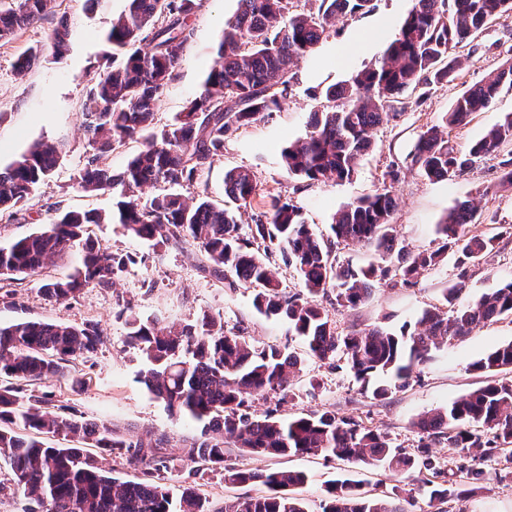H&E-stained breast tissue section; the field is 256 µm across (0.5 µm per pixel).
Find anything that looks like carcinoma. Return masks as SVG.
Segmentation results:
<instances>
[{"label": "carcinoma", "mask_w": 512, "mask_h": 512, "mask_svg": "<svg viewBox=\"0 0 512 512\" xmlns=\"http://www.w3.org/2000/svg\"><path fill=\"white\" fill-rule=\"evenodd\" d=\"M54 0H0V40L40 22ZM315 10L299 11L294 0H238L224 22L215 61L204 89L171 124L155 130L154 120L165 90L196 29L191 17L201 0H128L127 10L112 20L105 57L91 81L84 103L83 127L93 155L79 175L84 192L117 197L115 210H68L43 230L0 247V282L40 274L47 264L79 247L78 268L65 277L47 279L41 293L49 303L68 301L84 288L112 285L114 271L131 261L117 256L93 238V224H119L126 234L155 246L191 242L206 264L224 275L228 286H255L256 308L288 322L306 344L308 355L331 367L344 361L364 389L378 400L404 387L432 353L471 335L477 328L512 316V281L465 305L453 302L473 268L493 253L499 237L468 235L475 222L474 201H459L437 225L442 245L410 251L399 241L391 215L396 206L393 185L400 170L386 173L389 183L340 210L332 236L315 234L290 200L258 193L252 170L234 167L224 173V196L232 206H217L202 194L180 188L196 183L224 155V141L274 112L288 98L298 61L310 55L336 20L368 12L373 0H314ZM512 12V0H415L398 37L369 67L348 81L326 89L337 102L313 112L312 131L288 143L280 153L288 175L304 181L351 179L360 157L371 148L378 126L397 116L402 96L421 84L441 83L453 75L458 59L453 47L468 45L492 20ZM69 28L61 20L50 35V49L63 57ZM42 51L27 50L18 74L33 69ZM512 87V62L478 87L459 95L441 123L422 131L409 154L410 167L430 180H452L476 159L503 155L498 187L512 189V112L465 151L449 145L447 128L467 124L489 108L503 85ZM145 135L125 170L114 175L98 164L100 154ZM62 145L34 143L8 167L0 169V213L20 208L36 186L57 167ZM166 192L143 198L146 187ZM252 211V238L263 251L240 240L243 212ZM363 243L374 248L381 264L353 268L336 264L335 244ZM457 255V280L443 290L450 309L426 310L414 326L400 331L375 325L344 336L314 297L332 290L336 304L354 308L368 300L376 283L397 279L414 286L420 274L439 265L448 252ZM277 255L302 280L307 295L280 289L270 257ZM104 341L96 324L22 321L0 327V375L12 382L0 386V496H21L22 512H306L294 490L307 476L302 471L243 469L224 463V445L249 455H317L351 460L372 467L427 473L430 503L445 504L473 492L484 479V463L506 452L512 460V379L495 380L419 418L418 453L392 445L378 428L322 409L305 416L280 418L258 414L251 399L273 397L284 402L303 360L277 347L260 348L240 333L224 329L219 316L205 314L193 324L130 320L129 343L145 359L139 382L171 413L202 424L200 436L186 451L192 467L178 502L160 482L171 469L161 452L163 439L146 453L143 444L117 437L103 422L65 412L34 388L65 375L70 362L87 358ZM512 368V342L498 345L470 364L473 371ZM79 438L87 447L52 446L48 438ZM446 442L456 456L444 468L429 448ZM120 457L140 468L136 481H121L98 464L90 449ZM219 469L231 483L259 482L267 493L224 500L215 511L198 493L197 481ZM469 488H463V485ZM407 490L396 485L379 499L361 492L359 481L334 480L320 503L321 512H407Z\"/></svg>", "instance_id": "1"}]
</instances>
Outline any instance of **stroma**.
<instances>
[{"instance_id": "1", "label": "stroma", "mask_w": 512, "mask_h": 512, "mask_svg": "<svg viewBox=\"0 0 512 512\" xmlns=\"http://www.w3.org/2000/svg\"><path fill=\"white\" fill-rule=\"evenodd\" d=\"M375 7L327 28L315 51L295 68L292 91L281 109L257 124L240 129L224 142V154L202 174L194 191L206 192L217 205L224 202V173L244 166L254 171L262 192L288 198L297 205L306 224L327 234L335 213L372 194L386 172L400 168L394 186L397 207L391 221L409 249H434L440 244L436 226L458 201L474 200L478 207L474 234L498 236L499 246L481 261L466 282L459 304L512 280V190L498 188V157L487 156L453 181H431L411 170L408 154L426 126L439 123L464 91L483 84L512 61V14L493 20L463 48L452 49L459 60L450 81L422 85L406 92L407 106L397 118L373 132L375 146L363 156L352 179L307 182L289 177L280 159L281 149L311 131L314 110L328 107L324 90L348 80L369 66L395 39L414 0H374ZM127 0H55L41 22L0 42V168H6L40 140L64 143L66 153L56 171L41 182L12 215L0 216V247L52 223L65 210L112 209L111 194L90 195L78 185L91 149L82 127L87 87L109 49L106 34L113 18L124 13ZM237 0H202L194 25L196 37L159 104L158 126L170 124L187 102L198 95L215 60V47L225 19L237 10ZM70 30L69 47L61 59L46 58L26 74L15 62L25 50L48 45L58 21ZM512 112V89L503 88L496 102L477 113L465 126L453 129L449 141L467 150L488 129ZM93 234L112 253L133 256L132 264L116 270L108 288L89 286L74 299L50 305L39 287L49 277L73 273L80 264L78 251L55 259L43 274L0 289V326L21 320L99 325L104 342L90 357L70 363L64 377L43 383L56 406L102 421L129 442L152 435L163 438L167 456L183 458L200 434L197 423L171 416L164 404L138 381L144 366L141 353L127 341L128 312L141 318H160L187 324L205 313L221 316L225 329L239 332L258 347H286L304 353L301 339L292 336L286 322L266 318L254 306V289L231 288L223 279L204 272L198 248L189 243L156 246L127 235L121 225L100 224ZM454 258L429 269L410 288L386 280L377 283L371 297L354 307L338 306L334 296L317 301L336 325L338 334L370 325L399 331L433 307H444L443 290L456 279ZM512 341V316L490 322L473 335L434 354L410 385L383 400L373 399L348 369H329L306 358L287 403L275 398L252 400L253 410L275 411L280 417L330 409L339 415L387 433L393 445L416 450L421 432L418 419L427 411L492 381L493 376L470 370L469 365L494 346ZM228 464L259 470L294 469L306 473L298 488L308 512H320L328 482L349 477L361 481L369 493L390 491L395 482L410 489L409 512H434L424 477L415 472L394 475L319 455L250 456L235 447L225 450ZM453 512H512V479L484 481L474 495L452 502Z\"/></svg>"}]
</instances>
